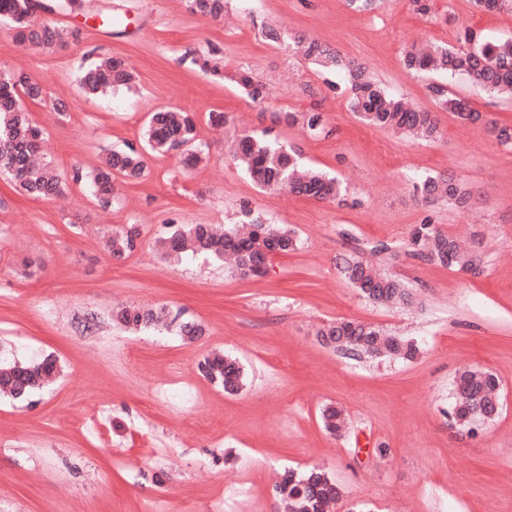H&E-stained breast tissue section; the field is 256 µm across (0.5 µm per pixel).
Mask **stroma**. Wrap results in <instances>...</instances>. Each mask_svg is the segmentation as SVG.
Listing matches in <instances>:
<instances>
[{
  "mask_svg": "<svg viewBox=\"0 0 512 512\" xmlns=\"http://www.w3.org/2000/svg\"><path fill=\"white\" fill-rule=\"evenodd\" d=\"M118 15L120 26L101 21ZM73 31L64 47L16 43L0 22V72H24L43 97L25 100L44 130L43 151L65 187L56 198L19 193L0 176V365L51 355L61 372L28 401L0 395V512H282L274 475L320 467L341 487L335 512H512V146L483 120L512 125V102L478 93L470 78L407 72L406 50L455 44L460 26L512 38V10L472 0H224L218 18L187 0H86L39 13ZM283 40L264 38L267 26ZM301 33L357 61L386 89L434 109L440 82L469 98L482 121L438 112L440 135L418 142L362 124L347 107L342 69L323 71L291 52ZM223 58L269 90L252 102L214 80L196 58ZM107 57L130 64L132 89L82 96V66ZM193 113L205 161L147 155V175L116 178L110 206L90 180L102 157L140 145L149 113ZM279 111H318L327 131L312 137L273 125ZM224 113L217 128L209 115ZM272 128L301 161L336 178L337 200L256 187L227 144ZM451 172L473 192L462 211L426 201L429 175ZM284 224L297 250L274 257L264 276L229 265L166 256L154 247L186 224ZM457 236L484 257L473 274L411 256L416 225ZM135 227L138 246L115 259L107 229ZM384 242L388 252L371 248ZM372 262L414 290L409 307L373 304L350 285L343 258ZM165 308L166 324L133 329L112 320L118 306ZM347 318L413 339L417 358L353 360L322 346L323 323ZM206 332L183 341L178 324ZM214 349L246 373L234 395L199 371ZM489 368L501 384L499 417L475 432L448 417L458 368ZM343 408L348 425L328 434L321 410ZM386 455H379V448Z\"/></svg>",
  "mask_w": 512,
  "mask_h": 512,
  "instance_id": "35a3bbf8",
  "label": "stroma"
}]
</instances>
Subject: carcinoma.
Wrapping results in <instances>:
<instances>
[{"instance_id": "cac0c4a2", "label": "carcinoma", "mask_w": 512, "mask_h": 512, "mask_svg": "<svg viewBox=\"0 0 512 512\" xmlns=\"http://www.w3.org/2000/svg\"><path fill=\"white\" fill-rule=\"evenodd\" d=\"M190 10L202 16L219 17L224 13V0H189ZM48 8L44 0H0V20L10 23L20 44H35L52 48L61 42L57 28L36 22L37 12ZM293 46L304 56L325 67H341L348 72L353 96L349 107L359 120L369 127L410 134L420 140L433 141L439 136V121L435 112L419 108L401 97L387 93L371 79L364 67L354 61L344 62L327 45L310 40L302 34L291 38ZM405 68L413 73L432 72L448 76L466 74L475 85L490 96L512 98V39H487L476 31H461L458 45L437 47L430 51L406 52ZM133 75L124 61L108 58L89 66L81 77L86 94H96L107 88L128 86ZM255 103L268 98V90L248 74L236 80ZM439 108L462 123L481 119L470 102L448 91L442 85L432 86ZM41 85L20 74H0V174L9 175L19 190L32 197L49 198L61 192L62 180L47 163L35 164L41 149L43 131L33 125L22 97H42ZM283 120L290 126L299 125L311 134L323 131L324 120L319 112H286ZM139 150L130 146L110 152L93 177V186L103 202L114 193V177L128 181L140 179L146 169L145 154H166L181 149L184 163L194 166L202 160L203 151L196 145V125L185 112L161 108L150 113ZM235 156L252 181L261 188H281L293 194L325 200L337 197L339 183L322 172L304 169L288 149L274 145L265 136L245 133L238 137ZM423 195L433 201H447L464 210L471 201L470 189L452 175L440 174L425 178ZM138 235L133 231H113L104 239V248L115 258L132 252ZM162 251L178 256L186 251L209 256L217 261L233 259L236 272L242 277L262 274L267 256L287 254L298 247L295 234L285 225L253 221L242 231L228 229L219 234L208 224H190L158 238ZM411 255L434 261L450 268L472 270L483 265L481 253L464 251L457 240L433 225H417L409 239ZM343 271L361 295L376 304L410 306L414 293L398 279L383 275L367 261L344 260ZM166 312L160 308L120 307L112 319L124 326H149L161 323ZM180 335L195 341L205 334V328L192 320L179 325ZM317 336L322 345L352 358H381L412 361L418 354L414 341L386 333L383 329L359 321L338 319L324 324ZM57 370L56 360L15 363L0 367V393L14 400H29L51 380ZM204 375L224 392L233 394L244 386L245 375L240 363L214 351L201 363ZM499 385L497 376L480 367L460 369L452 383V403L449 415L462 428L487 425L500 414L490 395ZM325 429L336 434L345 422L342 409L328 406L322 412ZM276 493L288 504L289 512H332L339 501L340 487L320 469L284 473Z\"/></svg>"}]
</instances>
